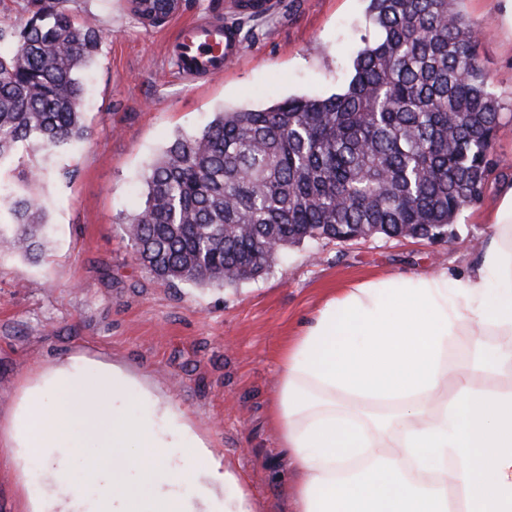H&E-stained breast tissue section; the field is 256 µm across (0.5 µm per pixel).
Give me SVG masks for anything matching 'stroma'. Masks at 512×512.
<instances>
[{
	"label": "stroma",
	"mask_w": 512,
	"mask_h": 512,
	"mask_svg": "<svg viewBox=\"0 0 512 512\" xmlns=\"http://www.w3.org/2000/svg\"><path fill=\"white\" fill-rule=\"evenodd\" d=\"M70 8L94 16L104 41L87 73L88 135L43 164L38 190L51 225L43 253L0 252V425L44 368L76 355L109 362L181 413L254 512H286L288 460L273 409L286 344L336 289L439 267L464 273L494 185L512 178V43L494 25L501 0L458 3L486 32L479 54L503 112L495 150L506 165L484 198L444 238L291 246L261 278L224 287L174 286L135 262L125 224L144 201L148 168L218 112L343 92L376 35L366 0H277L273 13L240 19L239 57L199 82L173 70L168 45L194 19L231 11L232 0H180L161 27L142 24L126 0H70Z\"/></svg>",
	"instance_id": "35a3bbf8"
}]
</instances>
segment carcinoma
<instances>
[{"label": "carcinoma", "instance_id": "carcinoma-1", "mask_svg": "<svg viewBox=\"0 0 512 512\" xmlns=\"http://www.w3.org/2000/svg\"><path fill=\"white\" fill-rule=\"evenodd\" d=\"M69 0H30L0 53V162L18 146L44 156L84 139L83 71L99 53L96 20ZM377 35L347 90L226 111L181 135L150 166L126 222L139 264L171 284L235 285L289 246L367 230L430 239L482 200L499 168L501 106L479 54L481 32L457 0H367ZM0 189L15 230L0 249L34 255L45 208L30 185Z\"/></svg>", "mask_w": 512, "mask_h": 512}]
</instances>
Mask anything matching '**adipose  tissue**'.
I'll use <instances>...</instances> for the list:
<instances>
[{
    "label": "adipose tissue",
    "instance_id": "obj_1",
    "mask_svg": "<svg viewBox=\"0 0 512 512\" xmlns=\"http://www.w3.org/2000/svg\"><path fill=\"white\" fill-rule=\"evenodd\" d=\"M464 276L343 289L282 357L275 420L292 512H512V182ZM497 337L491 355L481 339ZM459 343L473 359L449 364ZM23 512H252L175 411L122 368L45 369L0 429ZM82 475L72 481L70 462Z\"/></svg>",
    "mask_w": 512,
    "mask_h": 512
}]
</instances>
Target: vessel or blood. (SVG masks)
Here are the masks:
<instances>
[{"mask_svg": "<svg viewBox=\"0 0 512 512\" xmlns=\"http://www.w3.org/2000/svg\"><path fill=\"white\" fill-rule=\"evenodd\" d=\"M241 48L237 25L216 17L183 27L169 50V58L183 78L194 81L222 74L239 56Z\"/></svg>", "mask_w": 512, "mask_h": 512, "instance_id": "obj_1", "label": "vessel or blood"}]
</instances>
